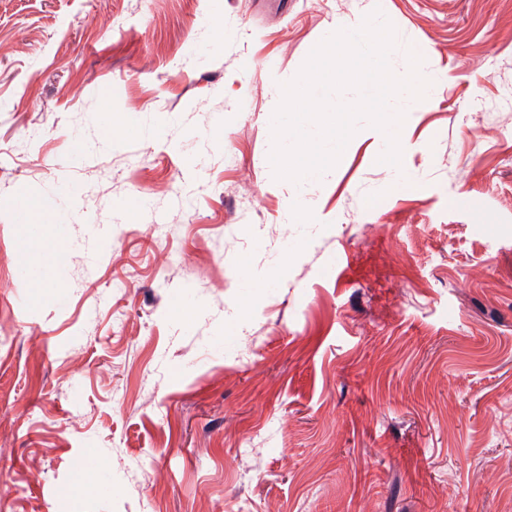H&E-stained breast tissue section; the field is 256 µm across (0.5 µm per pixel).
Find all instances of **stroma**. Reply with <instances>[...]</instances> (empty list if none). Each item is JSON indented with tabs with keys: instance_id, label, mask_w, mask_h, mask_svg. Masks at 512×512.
<instances>
[{
	"instance_id": "stroma-1",
	"label": "stroma",
	"mask_w": 512,
	"mask_h": 512,
	"mask_svg": "<svg viewBox=\"0 0 512 512\" xmlns=\"http://www.w3.org/2000/svg\"><path fill=\"white\" fill-rule=\"evenodd\" d=\"M377 8L401 167L274 179ZM0 268V512H512V0H0Z\"/></svg>"
}]
</instances>
